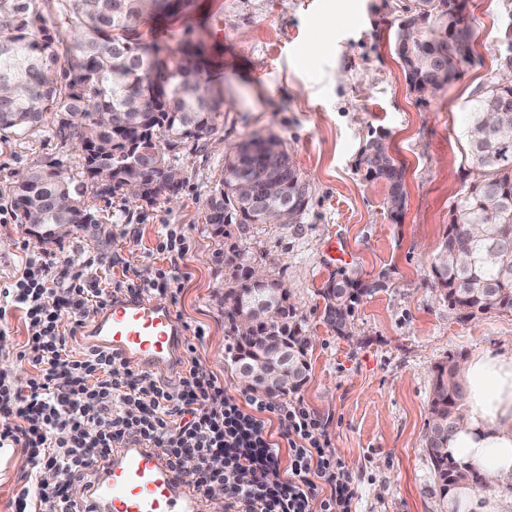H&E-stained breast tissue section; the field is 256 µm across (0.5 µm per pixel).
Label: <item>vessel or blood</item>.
<instances>
[{"instance_id":"obj_1","label":"vessel or blood","mask_w":512,"mask_h":512,"mask_svg":"<svg viewBox=\"0 0 512 512\" xmlns=\"http://www.w3.org/2000/svg\"><path fill=\"white\" fill-rule=\"evenodd\" d=\"M88 343L112 350L133 367L175 373L182 366L185 331L168 307L146 295H116L86 327ZM92 512H203L202 491L172 469L162 450L129 440L86 490Z\"/></svg>"}]
</instances>
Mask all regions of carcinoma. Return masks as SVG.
<instances>
[{
  "label": "carcinoma",
  "mask_w": 512,
  "mask_h": 512,
  "mask_svg": "<svg viewBox=\"0 0 512 512\" xmlns=\"http://www.w3.org/2000/svg\"><path fill=\"white\" fill-rule=\"evenodd\" d=\"M58 21L47 25L39 0H0V132L27 139L44 131L47 114L59 113L56 134L80 152L84 180L63 175L57 164L37 165L12 188L17 223L39 217L53 240L85 231L106 218L85 201L88 190L106 197L123 191L126 179L142 180V200H170L180 185L163 188L161 169L146 168L141 158L153 152L165 167L167 150L185 139L199 142L217 130L224 113L223 90L203 78L194 63L159 62L153 44L141 40L138 22L153 9L174 11L182 0H55ZM398 24L394 52L410 90L435 93L450 84L459 69L474 63L468 17L451 13L449 0H410ZM466 154L475 175L456 200L442 250L431 263L432 274L446 290L448 307L467 317L489 312L512 313V83L491 76L472 99L468 112ZM288 154L274 137L255 138L237 146L224 162L222 176L207 200L205 223L214 236L228 238L232 226L244 231L264 224L262 213L237 195L241 174L263 188L269 159ZM372 177L385 181L387 208L399 215L405 203L403 171L382 138L371 139L363 152ZM288 200L302 223L307 207L306 183L296 167L287 170ZM65 224L64 233L57 232ZM247 264L238 245L224 258L231 268L224 317L234 336L231 363L239 373L271 359L290 370L293 385L271 395L298 390L309 374L308 348L299 319L278 296L276 279L244 287L238 275ZM383 286L349 277H331L318 294L323 320L343 336L350 331L351 303ZM277 305V319L262 326L264 342L241 338L237 321L256 299ZM464 391L448 385V370L438 369L430 400L427 451L443 496L456 485L460 465L448 452V440L462 419Z\"/></svg>",
  "instance_id": "cac0c4a2"
}]
</instances>
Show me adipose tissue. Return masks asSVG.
I'll return each instance as SVG.
<instances>
[{"label": "adipose tissue", "mask_w": 512, "mask_h": 512, "mask_svg": "<svg viewBox=\"0 0 512 512\" xmlns=\"http://www.w3.org/2000/svg\"><path fill=\"white\" fill-rule=\"evenodd\" d=\"M457 377L467 388L466 401L448 450L476 469L486 487L458 482L448 512H512V356L474 353L461 362Z\"/></svg>", "instance_id": "adipose-tissue-1"}]
</instances>
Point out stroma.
I'll use <instances>...</instances> for the list:
<instances>
[{
  "mask_svg": "<svg viewBox=\"0 0 512 512\" xmlns=\"http://www.w3.org/2000/svg\"><path fill=\"white\" fill-rule=\"evenodd\" d=\"M409 0H185L175 14L145 17L140 30L165 60L198 49L204 78L224 89V120L206 142L169 153L180 173L174 201L153 204L117 194L91 198L107 224L39 246L10 209V188L33 166L61 162L79 177L73 144L47 132L0 135V286L21 276L25 255L94 258L101 287L128 268L168 267L157 249L163 225H179L190 249L179 260L178 297L152 293L171 307L186 335L202 331L199 361L241 396L246 383L227 358L232 343L224 305L226 243L204 222L208 193L236 144L280 139L308 188L302 223L259 224L239 243L247 261L266 263L312 339L307 382L290 393L321 422L330 452L352 472L357 512H443L427 454L429 403L438 367L479 350L512 356V314L461 318L434 281L450 210L473 176L466 156L470 100L496 74L512 0H470L472 66L444 89L409 90L393 52ZM384 137L403 169L405 207L391 218L383 181L370 178L362 152ZM344 274L385 286L354 303L351 334L323 321L317 290ZM26 458L0 448V512H13Z\"/></svg>",
  "mask_w": 512,
  "mask_h": 512,
  "instance_id": "35a3bbf8",
  "label": "stroma"
}]
</instances>
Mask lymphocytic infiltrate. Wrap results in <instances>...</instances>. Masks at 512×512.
Returning a JSON list of instances; mask_svg holds the SVG:
<instances>
[{
    "mask_svg": "<svg viewBox=\"0 0 512 512\" xmlns=\"http://www.w3.org/2000/svg\"><path fill=\"white\" fill-rule=\"evenodd\" d=\"M178 296L176 271L156 268L100 288L92 259L58 275L55 261L30 254L22 276L0 287V322L12 310L25 314L28 339L15 354L31 370L26 389L0 369V448L27 458L14 498L15 512H87L86 500L45 483L59 468L70 482L87 484L114 448L137 438L174 462L193 456L191 479L206 498L222 496L225 512H353L357 490L351 473L326 450L319 422L301 402L274 403L260 391L228 395L200 366L188 344L185 370L172 385L95 348L70 354L61 319L84 323L113 293ZM54 294L46 306V294ZM287 429L272 440L267 415ZM224 458L223 469L210 465Z\"/></svg>",
    "mask_w": 512,
    "mask_h": 512,
    "instance_id": "lymphocytic-infiltrate-1",
    "label": "lymphocytic infiltrate"
}]
</instances>
